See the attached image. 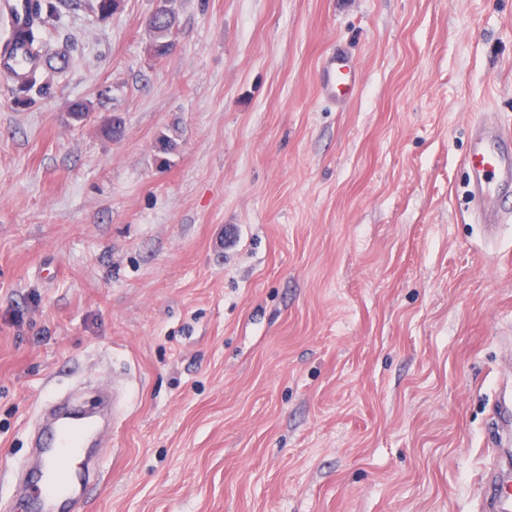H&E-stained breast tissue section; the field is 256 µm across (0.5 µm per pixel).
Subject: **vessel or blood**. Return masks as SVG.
<instances>
[{"label":"vessel or blood","mask_w":512,"mask_h":512,"mask_svg":"<svg viewBox=\"0 0 512 512\" xmlns=\"http://www.w3.org/2000/svg\"><path fill=\"white\" fill-rule=\"evenodd\" d=\"M9 37L0 43V75L18 82L42 60L41 50L24 33L33 20L34 0H7ZM355 66L349 57L327 55L320 67L319 90L334 101L349 99L355 88ZM465 164L472 194L478 202L479 223L496 226L512 219V124L479 122L471 137ZM94 427L70 414L53 419L35 449L38 463L29 475L31 512H81L103 480L86 462L88 438ZM485 512H512V473L485 470Z\"/></svg>","instance_id":"1"}]
</instances>
